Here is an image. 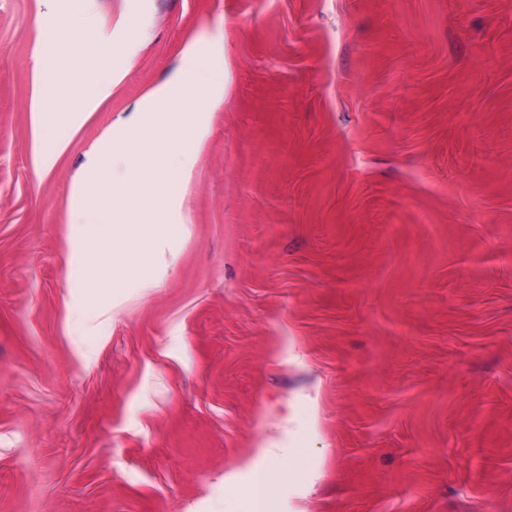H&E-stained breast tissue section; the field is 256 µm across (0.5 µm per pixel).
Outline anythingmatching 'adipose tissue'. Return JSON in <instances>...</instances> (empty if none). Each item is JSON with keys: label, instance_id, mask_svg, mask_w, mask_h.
Wrapping results in <instances>:
<instances>
[{"label": "adipose tissue", "instance_id": "obj_1", "mask_svg": "<svg viewBox=\"0 0 512 512\" xmlns=\"http://www.w3.org/2000/svg\"><path fill=\"white\" fill-rule=\"evenodd\" d=\"M94 26L87 0H75L59 38V70L50 74L32 113L37 141L35 170H51L66 147L56 132L78 124L96 100L106 98L126 73L115 69L88 85L97 50L86 36ZM223 59L189 39L171 78L151 87L130 114L115 124L93 150L83 175L71 187L65 268L80 291L70 316L85 332L105 321L113 300L126 289L156 287L178 258L187 190L200 164L213 109L223 102L219 74ZM125 164L113 174L114 159ZM264 467L245 462L252 492H267L288 471L304 468L291 449L260 442Z\"/></svg>", "mask_w": 512, "mask_h": 512}]
</instances>
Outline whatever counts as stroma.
Listing matches in <instances>:
<instances>
[{
  "label": "stroma",
  "mask_w": 512,
  "mask_h": 512,
  "mask_svg": "<svg viewBox=\"0 0 512 512\" xmlns=\"http://www.w3.org/2000/svg\"><path fill=\"white\" fill-rule=\"evenodd\" d=\"M69 7L0 0V512H250L264 439V512H512V0H90L127 75L39 176ZM191 38L186 236L83 335L71 186ZM257 455L267 461L263 468H257L249 461L241 467V470L251 475V494L256 503V492L267 493L271 486L286 476L287 470L283 460L291 461L288 464V477L294 470L306 468V463L302 459L293 458L292 448H272L267 441L258 444Z\"/></svg>",
  "instance_id": "1"
}]
</instances>
